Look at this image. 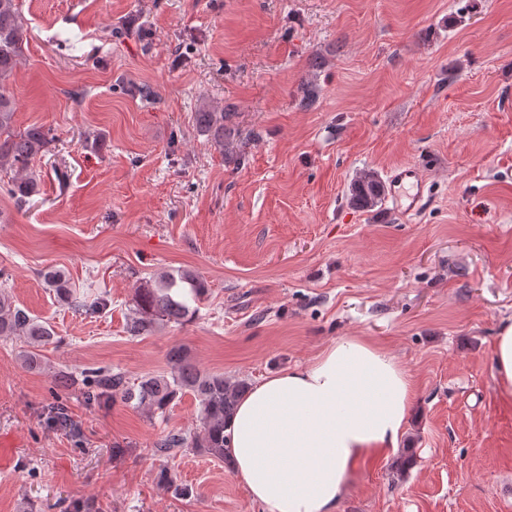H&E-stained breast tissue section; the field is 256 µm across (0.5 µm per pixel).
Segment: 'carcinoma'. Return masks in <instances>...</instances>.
<instances>
[{"mask_svg": "<svg viewBox=\"0 0 512 512\" xmlns=\"http://www.w3.org/2000/svg\"><path fill=\"white\" fill-rule=\"evenodd\" d=\"M25 32L19 0H0V169L14 172L5 191L20 204L39 194L40 175L31 169V164L37 157L50 152L54 142V135L48 127L33 124L17 130L14 126L16 107L7 83L24 55ZM232 116V112L205 110L196 113L195 119L200 132L226 152L235 149L237 132L227 127ZM384 197L385 184L378 174L365 172L350 184L348 203L355 209L370 211L381 204ZM45 280L76 312L101 313L108 307V301L101 296L90 299L70 289L59 274H47ZM207 291L206 281L191 269H177L159 275L138 290L130 320L131 334L140 336L158 321L177 324L188 321L195 313L190 302L202 299ZM0 336H28L41 341L50 338L52 330L27 311L13 305L9 296L0 293ZM168 360L175 367L173 373L146 376L136 384L130 383L122 372L104 367L93 368L82 374L80 379L61 371L57 382L65 390L80 385L82 395L90 405L119 397L160 414L165 413L178 395L191 392L200 403L199 428L189 434L165 435L156 442L154 454L168 457L195 448L227 460L226 420L234 413L249 383L245 380L230 381L221 373L197 369L181 346L170 349Z\"/></svg>", "mask_w": 512, "mask_h": 512, "instance_id": "carcinoma-1", "label": "carcinoma"}]
</instances>
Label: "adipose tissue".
I'll use <instances>...</instances> for the list:
<instances>
[{
	"mask_svg": "<svg viewBox=\"0 0 512 512\" xmlns=\"http://www.w3.org/2000/svg\"><path fill=\"white\" fill-rule=\"evenodd\" d=\"M412 394L396 358L338 339L242 395L225 429L228 467L263 512H335L356 462L398 448Z\"/></svg>",
	"mask_w": 512,
	"mask_h": 512,
	"instance_id": "obj_1",
	"label": "adipose tissue"
}]
</instances>
